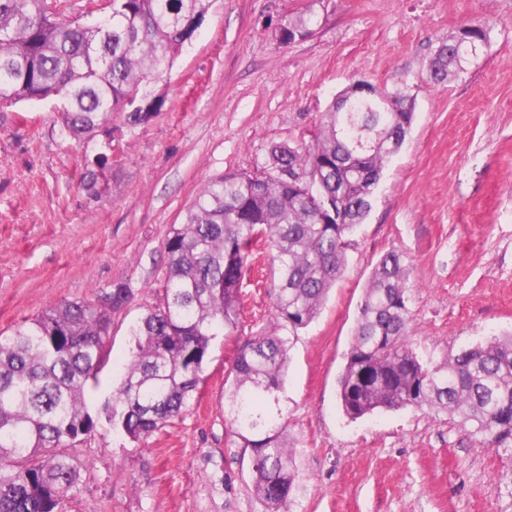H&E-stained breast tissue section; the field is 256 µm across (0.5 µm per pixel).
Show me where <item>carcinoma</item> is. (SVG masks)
I'll return each instance as SVG.
<instances>
[{"label": "carcinoma", "instance_id": "cac0c4a2", "mask_svg": "<svg viewBox=\"0 0 512 512\" xmlns=\"http://www.w3.org/2000/svg\"><path fill=\"white\" fill-rule=\"evenodd\" d=\"M83 21L70 0H0V112L52 100L64 133L81 145L108 127L112 113L148 122L163 101L153 87L201 26L210 0H112V11ZM307 8L278 27L291 43L311 35ZM490 33L466 25L438 44L426 71L437 83L486 53ZM386 107L332 103L311 141L271 147L269 162L205 183L166 241L163 303L131 328L134 348L107 424L133 440L181 416L201 381L211 341L238 328L240 294L262 249L278 281L273 307L283 333L252 336L227 372V422L250 449L253 494L265 512H288L297 470L288 440L284 377L298 330L320 312L346 263L349 238L364 222L382 171L402 148L415 115L413 86L383 87ZM82 183L92 191L95 168ZM281 169L301 176L283 183ZM132 296L125 286L64 300L0 333V512H63L81 482L67 448L99 420L86 396L108 356L112 316ZM410 286L400 254H382L364 289L339 379L351 419L412 407L445 412L487 448L512 454V334L465 348L428 366L407 341Z\"/></svg>", "mask_w": 512, "mask_h": 512}]
</instances>
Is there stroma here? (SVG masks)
I'll list each match as a JSON object with an SVG mask.
<instances>
[{"mask_svg": "<svg viewBox=\"0 0 512 512\" xmlns=\"http://www.w3.org/2000/svg\"><path fill=\"white\" fill-rule=\"evenodd\" d=\"M315 33L280 43L303 8ZM490 32L478 64L430 82L426 62L463 24ZM416 84L415 119L386 165L342 276L300 329L285 382L299 488L290 512H512V460L443 412L348 418L338 401L358 306L378 258L401 254L411 286L408 341L426 362L512 331V0H212L171 72L161 111L130 127L112 115L120 154L66 137L48 102L0 112V332L64 300L117 284L108 357L87 400L98 412L121 381L130 326L163 300L164 241L201 186L266 164L276 143L311 138L357 80ZM272 273L244 286L234 335L217 337L191 405L133 441L108 427L72 447L83 482L64 512H265L250 453L225 437L224 379L236 346L280 333ZM222 459L224 485L205 479Z\"/></svg>", "mask_w": 512, "mask_h": 512, "instance_id": "obj_1", "label": "stroma"}]
</instances>
